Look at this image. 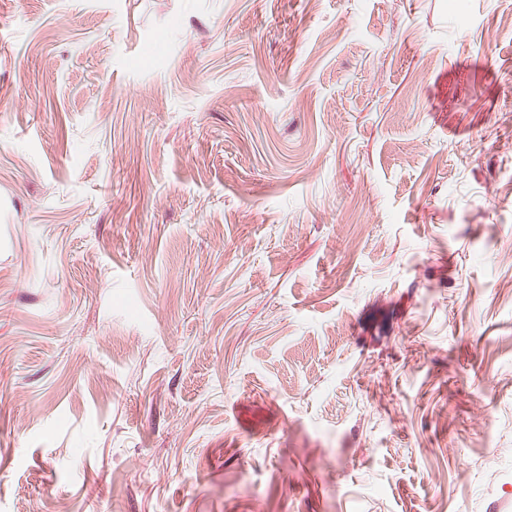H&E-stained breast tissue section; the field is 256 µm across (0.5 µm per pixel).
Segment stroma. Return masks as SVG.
Returning <instances> with one entry per match:
<instances>
[{"mask_svg":"<svg viewBox=\"0 0 512 512\" xmlns=\"http://www.w3.org/2000/svg\"><path fill=\"white\" fill-rule=\"evenodd\" d=\"M512 0H0V512H512Z\"/></svg>","mask_w":512,"mask_h":512,"instance_id":"1","label":"stroma"}]
</instances>
